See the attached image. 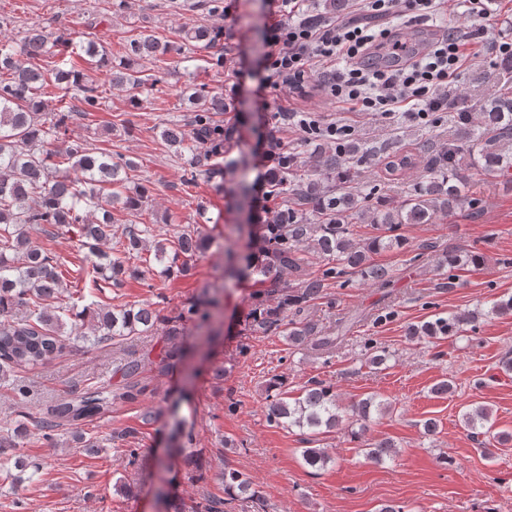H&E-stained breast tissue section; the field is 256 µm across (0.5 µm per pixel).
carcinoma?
I'll return each instance as SVG.
<instances>
[{"instance_id": "cac0c4a2", "label": "carcinoma", "mask_w": 512, "mask_h": 512, "mask_svg": "<svg viewBox=\"0 0 512 512\" xmlns=\"http://www.w3.org/2000/svg\"><path fill=\"white\" fill-rule=\"evenodd\" d=\"M186 42H211L218 32L196 25L181 28ZM49 35L34 29L25 37L20 49L8 40L0 39V381L22 367L41 365L60 353L64 347L66 321L85 317L87 309L75 311V306L58 304L61 288L57 262L54 257L30 241L26 227L52 224L65 229L82 224L83 234L92 241V257L86 258L92 269L108 279L126 272L129 260L139 257L146 249L145 235L151 228L138 227L142 216V199L147 188L130 186L128 171L135 168L131 160H112L110 153H95L81 144H71L63 150L52 147L53 133L66 125L69 113L58 112L47 118L42 95L54 87L61 90L78 89L77 101L82 112H93L100 105L98 85L89 72L101 71L116 87L138 88L147 84L141 76L140 62L164 56L172 47L162 44L151 35L130 40L126 54L114 60L99 46L89 42L80 45L86 71L65 68L52 61L54 54L48 46ZM45 59L42 66H26L19 59ZM187 101L196 106L192 134L177 123H169L161 132L162 139L175 154L205 149L214 159L209 174L215 177L221 170L236 174L229 192L238 208L249 211L254 200L255 183L249 180L244 158L219 162L224 155V140L229 131L214 120L223 111L221 99L205 95V85H187ZM483 121L476 126L471 113L458 115L454 138L448 148L431 160V177L413 188L400 202L374 199L377 188L372 186L361 197L345 191L355 174L354 165L366 162L361 145L345 141L334 153L321 157L316 166L299 163L289 151L271 163L263 177L265 198L278 204L274 220L257 224L248 232L255 243L254 253L237 256L227 250L224 277L241 281L255 279L260 288L252 293L249 312V331L266 334L282 333L289 342L301 345L318 334L309 310L315 301L325 298V288L338 280L358 274L365 280L384 285L390 281V270L369 260V254L400 249L404 240L398 230L404 224H429L439 215H447L467 199L474 169L494 176L512 169V88L504 87L499 94L481 106ZM472 153L471 163L460 164V155ZM415 166L411 154H392L386 162L389 173H403ZM79 174L70 179L69 172ZM296 206H288V197ZM369 219L383 227L384 233L367 239L355 237L354 224ZM126 224L125 240L117 242L115 253L99 249L97 244L112 239V225ZM320 254L323 265L318 273L310 271L308 245ZM204 248V238L189 231L181 233L173 245L166 240L153 244L154 259L162 265L160 274L186 271L181 257H191ZM482 256L461 249L448 254V283L456 279V271L477 268ZM294 277L288 283L283 274ZM222 299L213 294L187 303L179 314L169 320L149 306L136 309L108 310L95 314L96 331L105 338L123 340L128 336L148 333L165 322V335H184L188 322L198 328H211L217 318ZM484 313L480 310L461 311L438 317L410 330L413 336L432 339L452 336L465 325L473 326ZM268 420L284 428H296L301 441L308 444L302 457L309 466L325 465L329 456L322 448L310 444L319 435L343 427L351 439L364 440L374 410L387 402L377 395L356 401L350 413L340 411L333 386L312 380L291 397L279 378L269 379L267 385ZM142 393L134 382L125 385L118 395L112 387L88 386L70 398L62 399L40 422L43 437L52 439V432L61 427L76 430L75 438L86 448L97 444L77 431L112 408L116 398L133 401ZM180 400L170 406L173 420L171 433L182 447L192 445L191 427L178 416ZM462 420L470 437H484L500 444L512 440V435L493 431L492 414L488 407H468ZM366 456L377 462L393 459L395 444L381 439L366 444ZM224 495L233 502L246 495L257 498L250 480L237 470L224 471Z\"/></svg>"}]
</instances>
